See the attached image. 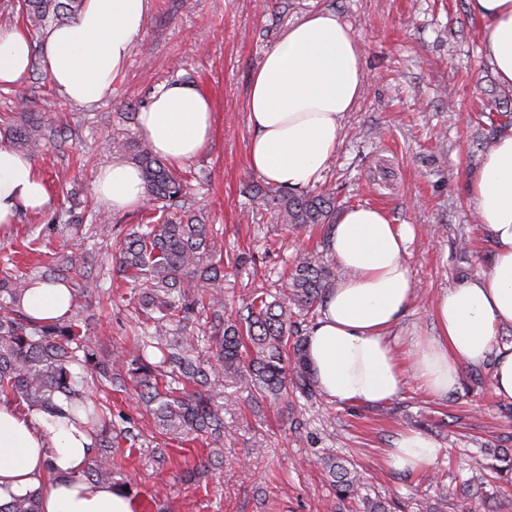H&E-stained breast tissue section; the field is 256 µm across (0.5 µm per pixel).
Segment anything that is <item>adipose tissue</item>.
I'll return each instance as SVG.
<instances>
[{
	"label": "adipose tissue",
	"instance_id": "adipose-tissue-1",
	"mask_svg": "<svg viewBox=\"0 0 512 512\" xmlns=\"http://www.w3.org/2000/svg\"><path fill=\"white\" fill-rule=\"evenodd\" d=\"M466 2L480 22L486 58L500 83L512 87V0ZM149 9L150 0H84L77 16L48 29L38 46L23 30L0 29V85L19 83L38 54L53 85L72 102L110 97L144 36ZM366 78L357 39L335 12L312 11L290 24L251 75L249 168L291 191L320 183ZM137 120L154 152L179 166L208 148L214 111L198 88L172 81L152 92ZM94 185L115 212L143 198L140 171L123 161L100 170ZM49 199L34 161L0 142V224L13 223L22 210L42 212ZM467 204L494 240V260L488 272L436 297L438 331L413 338L410 375L440 397L458 387L462 364L490 359L492 392L511 401L512 348L496 349L495 340L499 327L512 325V126L499 130L470 177ZM414 237L412 225L392 223L375 207L349 206L338 215L329 246L342 277L307 342L316 383L330 400L375 406L399 394L408 374L389 337L415 298L403 260ZM70 302L66 285L38 281L21 306L35 320L49 321L68 316ZM93 444L82 428L56 415L0 402V504L34 493L42 512H138L127 492L82 477ZM439 454L435 441L410 431L396 438L387 464L414 473Z\"/></svg>",
	"mask_w": 512,
	"mask_h": 512
}]
</instances>
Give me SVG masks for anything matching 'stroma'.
<instances>
[{
    "mask_svg": "<svg viewBox=\"0 0 512 512\" xmlns=\"http://www.w3.org/2000/svg\"><path fill=\"white\" fill-rule=\"evenodd\" d=\"M330 9L357 37L367 72L363 93L343 120L341 142L321 183L337 208L370 205L416 236L404 260L416 297L392 334L406 355L410 331L433 336L432 302L490 268L494 242L466 202V179L489 146L476 116L504 93L481 49L466 0H152L143 41L133 50L110 98L79 105L53 86L42 63L18 84L0 87V139L21 113L52 115L57 134L34 157L50 194L41 213L19 212L0 225V265L41 276L52 253L87 251L100 294L93 298L91 334L112 355L132 349L139 285L120 283L115 257L140 222L148 201L111 215L112 231L90 236L105 205L94 178L113 160H129L141 136L136 115L160 83L196 85L211 99L210 146L187 163L186 203L211 224L224 254V304L237 311L256 292H276L296 253L327 247L321 227L294 230L254 203L259 177L247 164L251 137L246 104L250 76L288 24ZM50 228L51 245L26 247L33 228ZM471 241L461 251V238ZM490 363L461 368L460 385L445 397L406 380L379 406L321 399L272 406L251 401L238 377L214 388L224 408V446L203 447L161 435L138 401L136 386L111 396L112 413L139 436L135 448L115 449L114 476L129 487L139 512H338L322 453L356 463L371 499L396 512H512V485L488 481L462 496L481 447H506L512 416L488 386ZM437 440L438 459L414 474L386 465L400 433Z\"/></svg>",
    "mask_w": 512,
    "mask_h": 512,
    "instance_id": "1",
    "label": "stroma"
}]
</instances>
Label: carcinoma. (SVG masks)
Segmentation results:
<instances>
[{"label":"carcinoma","instance_id":"carcinoma-1","mask_svg":"<svg viewBox=\"0 0 512 512\" xmlns=\"http://www.w3.org/2000/svg\"><path fill=\"white\" fill-rule=\"evenodd\" d=\"M82 2L18 0V6L30 34L38 35L48 23L75 18ZM477 120L492 131L503 123L512 125V98L494 101ZM52 130L51 121L25 115L11 135L14 144L35 153L50 140ZM133 160L142 173L144 193L159 207L141 216L119 253V278L147 284L139 300L146 323L135 334L132 353L118 359L101 355L89 319L77 314L50 324L32 320L20 307L32 281L16 269L0 272V401L59 413L57 399L64 398L68 416L83 419L80 426L95 440L82 476L108 484L113 449L124 442L135 446L138 435L112 420V407L100 397L102 392H121L132 381L164 433L191 435L214 448L223 445L224 416L209 387L225 372L243 376L250 391L274 405L290 393L309 400L319 397L300 317L316 314L338 278L335 265L304 253L292 262L281 296L269 300L256 295L236 314L224 315V293L215 287L224 278V260L217 257L210 225L185 206V174L145 142L137 146ZM253 198L283 224L335 226L336 203L329 194L258 185ZM43 280L67 284L75 298H90L95 292L92 264L81 250L62 255L61 270H50ZM75 366L82 373H74ZM485 453L495 460L490 472L512 473V453L496 448ZM320 461L338 500L362 497L364 486L356 469L330 455ZM0 512L40 510L37 498L29 495L0 505Z\"/></svg>","mask_w":512,"mask_h":512}]
</instances>
